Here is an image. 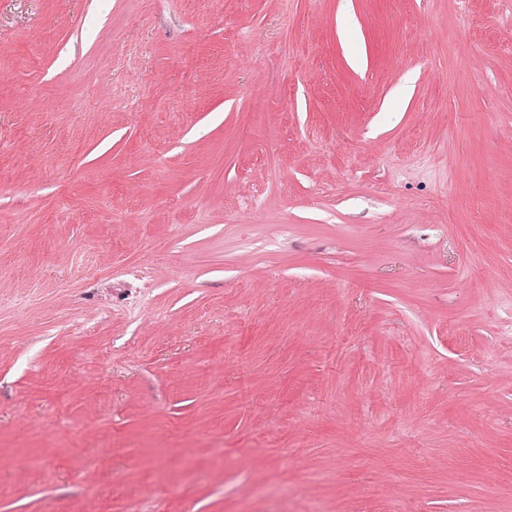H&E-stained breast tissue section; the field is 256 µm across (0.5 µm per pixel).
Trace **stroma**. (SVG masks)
<instances>
[{
  "mask_svg": "<svg viewBox=\"0 0 512 512\" xmlns=\"http://www.w3.org/2000/svg\"><path fill=\"white\" fill-rule=\"evenodd\" d=\"M131 505L512 512V0H0V512Z\"/></svg>",
  "mask_w": 512,
  "mask_h": 512,
  "instance_id": "stroma-1",
  "label": "stroma"
}]
</instances>
